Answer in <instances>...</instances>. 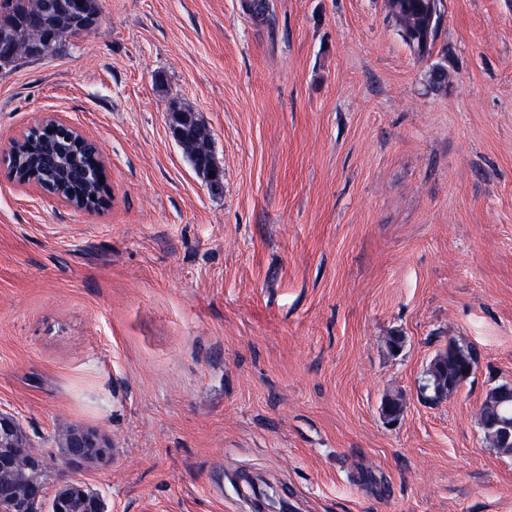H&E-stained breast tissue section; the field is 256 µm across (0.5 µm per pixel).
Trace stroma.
Returning <instances> with one entry per match:
<instances>
[{
  "mask_svg": "<svg viewBox=\"0 0 512 512\" xmlns=\"http://www.w3.org/2000/svg\"><path fill=\"white\" fill-rule=\"evenodd\" d=\"M268 4L97 0L90 32L0 69V406L50 495L61 429L110 440L74 474L108 512H246L237 469L308 512H512V455L479 425L512 381V0H443L423 58L386 0ZM49 115L98 145V208L13 178ZM453 341L478 366L425 403ZM206 144L209 145V135L201 123L200 127L194 131V133L189 137L187 142L181 144L195 171L199 175H202L205 179L207 177L206 171H204L203 174H201L196 167V163L197 154L204 149ZM464 382V381H463ZM454 385L435 373L430 364L417 380V392L422 400L430 404H438L458 393L463 384Z\"/></svg>",
  "mask_w": 512,
  "mask_h": 512,
  "instance_id": "1",
  "label": "stroma"
}]
</instances>
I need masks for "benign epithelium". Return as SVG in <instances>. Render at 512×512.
Listing matches in <instances>:
<instances>
[{"label": "benign epithelium", "instance_id": "7a95c632", "mask_svg": "<svg viewBox=\"0 0 512 512\" xmlns=\"http://www.w3.org/2000/svg\"><path fill=\"white\" fill-rule=\"evenodd\" d=\"M44 127L52 131L63 127L70 132L75 145L95 146L77 128L60 121L54 116L45 120ZM53 164L61 176L73 183L84 178L78 157L71 156L62 160L53 158ZM461 385H454L426 367L417 380V392L420 398L430 404H438L458 393ZM486 430L494 440L502 445L512 443V420L499 414L486 420ZM60 447L67 463L72 468L81 466V462L92 456L106 461L111 457L112 444L103 439L96 431L81 426H71L58 433ZM26 437L17 416L0 407V448H24ZM46 461L42 454L31 449L19 457L0 458V512H106L103 498L94 492L72 483L68 479L60 482L50 503H45V490L32 486L19 479L21 471L31 467H43Z\"/></svg>", "mask_w": 512, "mask_h": 512}]
</instances>
